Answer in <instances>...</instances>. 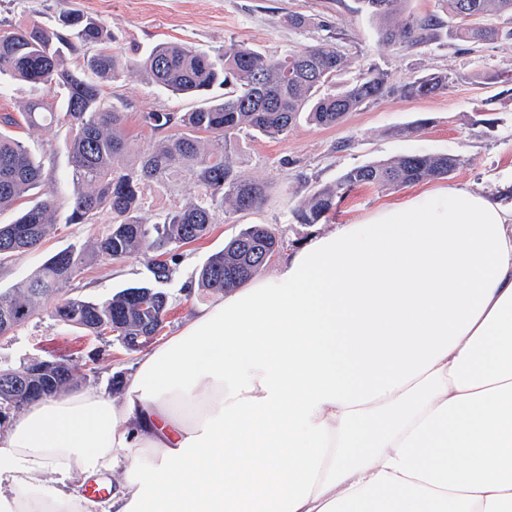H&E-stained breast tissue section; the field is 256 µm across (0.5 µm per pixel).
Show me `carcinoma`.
Masks as SVG:
<instances>
[{
  "label": "carcinoma",
  "mask_w": 512,
  "mask_h": 512,
  "mask_svg": "<svg viewBox=\"0 0 512 512\" xmlns=\"http://www.w3.org/2000/svg\"><path fill=\"white\" fill-rule=\"evenodd\" d=\"M409 0H358L359 10L379 23L382 42L388 47H416L454 40L478 46L512 38L493 17L512 15V0H447L449 25L439 17L407 10ZM110 34L104 24L79 12L58 17L50 29L39 25L0 32V77L30 84L38 95L20 113L29 127L65 124L74 131L70 143L71 179L76 187L70 224H91L104 211L112 224L92 247L72 245L47 260L16 288L0 292V327L25 324L40 305L57 298L56 320L89 333L102 326L117 332L123 346L134 351L162 326L168 312V295L153 286L125 288L112 297L87 301L60 295L62 286L90 260H120L135 252L178 248L208 232L217 214L230 210L250 211L268 197L266 183L237 175L233 163L238 136L251 131L270 137L288 133L300 115L317 126H333L348 113L381 97L387 79L367 72L339 93L322 89L345 67L333 42L324 40L279 57L266 55L248 45L231 43L210 54L174 42H162L138 64L148 82L178 95L202 96L214 86L224 87V98L210 101L191 112H147L145 123L177 133L140 155L132 170L125 160L128 145L122 134L123 113L105 103L100 81L124 76L127 66L121 55L108 47ZM80 53L87 71L78 73L64 65L65 52ZM448 87V75L432 74L404 85L414 97L433 95ZM62 96L57 112L47 97ZM44 162L21 142L0 131V210L14 206L43 183ZM458 159L448 154L408 153L389 162H372L346 171L336 184L313 192L294 212L299 224H319L336 211L338 202L352 188L372 185L395 189L427 179L451 175ZM188 173L200 195L180 208L161 215L155 224L141 214L139 182L163 179L175 171ZM54 202L49 192L26 208L11 224H0V259L35 248L54 225ZM275 232L251 225L213 254L198 273L200 287L211 292L237 288L280 250ZM149 299L152 306L140 302ZM50 381L45 395L78 387L72 366L46 370ZM23 399L42 397L25 390L24 383L0 375V415L7 416L14 393Z\"/></svg>",
  "instance_id": "obj_1"
}]
</instances>
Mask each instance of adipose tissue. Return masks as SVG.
<instances>
[{
  "label": "adipose tissue",
  "mask_w": 512,
  "mask_h": 512,
  "mask_svg": "<svg viewBox=\"0 0 512 512\" xmlns=\"http://www.w3.org/2000/svg\"><path fill=\"white\" fill-rule=\"evenodd\" d=\"M512 512V204L342 224L146 350L121 400L0 426V512Z\"/></svg>",
  "instance_id": "ef3b65f1"
}]
</instances>
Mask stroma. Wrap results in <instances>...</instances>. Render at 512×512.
<instances>
[{"label":"stroma","instance_id":"35a3bbf8","mask_svg":"<svg viewBox=\"0 0 512 512\" xmlns=\"http://www.w3.org/2000/svg\"><path fill=\"white\" fill-rule=\"evenodd\" d=\"M67 10L101 19L129 59L164 41L209 52L235 41L280 56L330 37L347 60L336 77L337 86L370 70L387 76L388 92L349 113L338 125L320 127L302 117L285 136L251 133L238 138L234 168L242 177L267 183L268 199L255 210L219 214L205 237L176 249L171 279L159 284L169 296L160 339L177 334L200 308L215 301V293L199 287L197 273L211 254L248 225H266L281 237L282 248L266 265L271 271L315 235L438 189L465 186L499 194L512 189V41L478 47L459 42L389 47L382 43L376 22L359 13L357 0H0V30L34 24L50 28ZM294 12L308 16L310 25L290 27L286 17ZM439 72L448 76L446 90L427 97L404 94V85L413 78ZM102 94L106 103L121 106L125 134L135 155L167 137L166 132L144 123V113L189 112L200 104L193 97L171 95L135 73L104 83ZM11 133L43 158L45 188L58 209L51 233L38 247L0 264L1 292L15 288L68 246L91 243L111 221L105 212L92 224L66 221L74 190L71 134L66 127L21 125L12 127ZM410 152L452 154L461 163L445 180L388 190L356 187L322 223L294 220V210L310 194L334 184L347 170ZM139 195L142 214L152 224L166 210L195 199L198 189L178 174L164 181H142ZM153 258L149 252L119 261L93 260L64 285L63 293L102 301L123 288L153 283ZM53 306V301H46L41 311L0 341V369L31 357L62 355L81 374V389L112 395L113 377H127L139 352L127 350L112 334L96 336L56 321Z\"/></svg>","mask_w":512,"mask_h":512}]
</instances>
